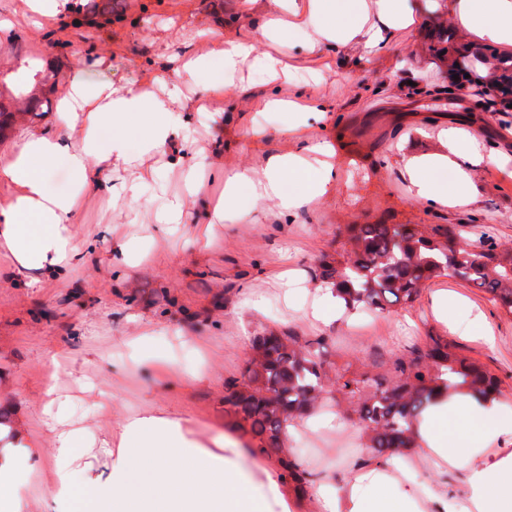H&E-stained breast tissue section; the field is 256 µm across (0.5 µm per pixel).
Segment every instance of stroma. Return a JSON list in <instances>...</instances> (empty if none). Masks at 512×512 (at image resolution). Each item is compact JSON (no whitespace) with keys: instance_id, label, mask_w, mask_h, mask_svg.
I'll list each match as a JSON object with an SVG mask.
<instances>
[{"instance_id":"35a3bbf8","label":"stroma","mask_w":512,"mask_h":512,"mask_svg":"<svg viewBox=\"0 0 512 512\" xmlns=\"http://www.w3.org/2000/svg\"><path fill=\"white\" fill-rule=\"evenodd\" d=\"M84 2L70 0V11L46 18L40 28L23 24L0 32V84L12 85L36 56L59 67L63 82L80 63L90 80L135 86L171 74L174 57L202 52L207 30H232L244 17L243 0H112L111 21L90 15L73 25L74 10ZM449 24L446 16L426 14L378 55L345 48L313 61L303 40H295L288 51L293 81L333 106L325 134L349 161L334 195L295 218L260 210L253 224H183L164 236L156 225L135 223L145 201L115 203L103 190L79 189L66 159H58L48 189L80 192L72 232L93 250L63 278L20 272L0 257V423L20 425L38 450L14 490V512H40L52 488V436L42 411L46 362L58 351L65 359L57 391L70 420L89 430L85 445L97 475L107 472L98 453L102 440L139 411L177 415L190 438L213 447L234 422L225 411L227 384L245 380L253 337L271 330L320 341L332 368L382 384L396 377L397 358L435 339L451 341L499 378L501 399L512 409V316L486 292L439 277L413 305L358 308L328 326L311 325L300 303L281 298L284 267L299 269L306 288L315 289L322 255L341 250L351 224L451 223L464 237L483 231L496 244L512 246V163L483 166L476 206L440 212L412 202L399 168L382 164L401 149L409 155L436 150V140L420 133L428 120L464 114L481 101L477 86L454 87L447 60L429 51ZM194 126L196 155L211 172L208 200L223 193L224 173L262 167L267 157L291 148L278 132L279 115L246 105L232 110L220 96L212 97ZM251 126L261 129V137L239 139ZM31 131L62 137L67 129L56 107L26 113L0 136V162ZM131 236L142 238L145 259L113 267V247ZM247 288L264 293L261 309H241ZM441 291L483 314L497 337L494 346L436 319L432 299ZM145 326L155 330L159 347L172 351L173 363L140 358L128 346ZM323 407L338 412L345 427L302 431L294 446L310 472L336 480L346 475L349 460L367 455L364 425L335 395H327Z\"/></svg>"}]
</instances>
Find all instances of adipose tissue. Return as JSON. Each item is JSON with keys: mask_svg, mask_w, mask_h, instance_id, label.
<instances>
[{"mask_svg": "<svg viewBox=\"0 0 512 512\" xmlns=\"http://www.w3.org/2000/svg\"><path fill=\"white\" fill-rule=\"evenodd\" d=\"M434 2L476 42L512 53V0ZM264 14L266 20L256 30L211 31L207 54L180 59L178 80L163 96L108 81L90 83L85 70L74 66L60 100L73 139L29 133L0 164V185L11 189L0 199V252L9 253L21 271L68 273L82 256L70 230L80 196L48 193L47 178L57 159L67 157L84 188L101 185L103 163H127L133 174L117 196L139 201L147 185L139 170L143 156L164 151L172 140L188 141L193 118L205 111L207 96L236 97L224 76L246 60L261 76L254 107L280 113L281 132L293 148L269 157L261 171L225 174L224 195L207 210V223L221 224L232 216L251 222L254 207L265 203L278 216H294L334 193L344 158L310 127L311 121L325 119L327 104L300 87L282 94L278 80L289 70L285 57L257 53L256 43L266 39L283 47L301 34L314 56L348 46L374 54L408 31L417 14L408 0H267ZM216 60L223 72H212ZM202 75L208 78L205 95L182 103L181 79ZM103 128L112 131L105 142L98 135ZM432 133L437 151L401 159L411 198L428 209L472 206L480 193L482 164L512 160L504 153H484L479 130L468 121L436 125ZM177 165L184 189L169 195L156 214L164 232L173 224L194 223L193 203L203 191L194 155H182ZM442 168L453 172L452 184L431 179V171ZM246 198L251 208L243 207ZM433 311L453 330L475 332L485 344L494 345L491 326L463 301L442 294L434 298ZM55 391L54 384H47L44 413L54 434L51 512H267L271 493L280 512H299L307 501L313 502L315 512H512V411L493 394L477 401L460 388L452 397H438L416 421L415 445L404 454L352 462L342 484L317 479L305 492L286 498L277 493L280 471L252 456L234 434H225L223 453H215L189 438L180 418L149 411L127 418L106 449L105 480H77L73 464L84 438L80 430L68 427ZM33 454L21 443L0 448V512H13L12 488ZM451 467L465 473L462 490H449L441 480Z\"/></svg>", "mask_w": 512, "mask_h": 512, "instance_id": "1", "label": "adipose tissue"}]
</instances>
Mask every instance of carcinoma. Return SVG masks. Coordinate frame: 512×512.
<instances>
[{
  "label": "carcinoma",
  "mask_w": 512,
  "mask_h": 512,
  "mask_svg": "<svg viewBox=\"0 0 512 512\" xmlns=\"http://www.w3.org/2000/svg\"><path fill=\"white\" fill-rule=\"evenodd\" d=\"M488 68L486 79L512 75V56L495 48L477 49L462 55L451 71L464 76ZM48 71L28 68L16 82L9 98L0 94V132L15 113L38 112L50 100L43 93ZM49 86V85H47ZM55 85L49 86L54 91ZM453 225H437L431 232L405 224H352L348 248L331 258L323 256L319 277L343 299L346 308L360 306L385 310L387 304H412L425 283L434 278H457L491 295L500 309L512 315V247L494 249L490 237L455 242ZM400 375L387 388H372L368 377L336 373L330 381L319 351L312 343H300L290 330L254 337L248 359V381L231 382L225 403L249 424L260 452L279 455L283 424L296 413L315 407L327 388L335 386L353 411L365 422L369 447L378 455H392L413 445L415 421L428 409L439 389L466 387L472 394H501L500 381L478 361L457 351L454 343L435 340L425 351H416L399 364ZM288 477L301 488L308 473L296 460L283 459Z\"/></svg>",
  "instance_id": "cac0c4a2"
}]
</instances>
